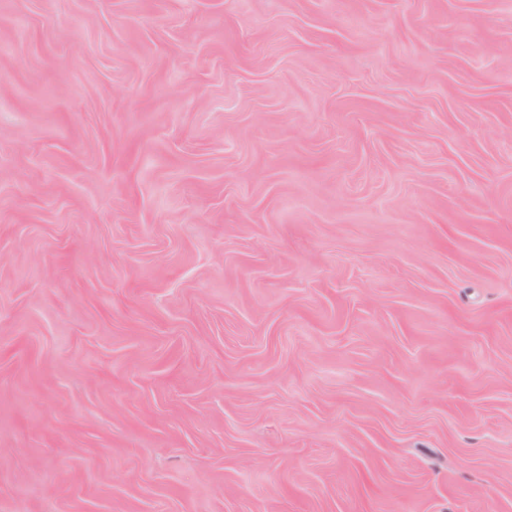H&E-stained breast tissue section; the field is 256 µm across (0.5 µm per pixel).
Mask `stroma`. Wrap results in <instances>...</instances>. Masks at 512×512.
I'll return each mask as SVG.
<instances>
[{
  "label": "stroma",
  "instance_id": "stroma-1",
  "mask_svg": "<svg viewBox=\"0 0 512 512\" xmlns=\"http://www.w3.org/2000/svg\"><path fill=\"white\" fill-rule=\"evenodd\" d=\"M0 512H512V0H0Z\"/></svg>",
  "mask_w": 512,
  "mask_h": 512
}]
</instances>
